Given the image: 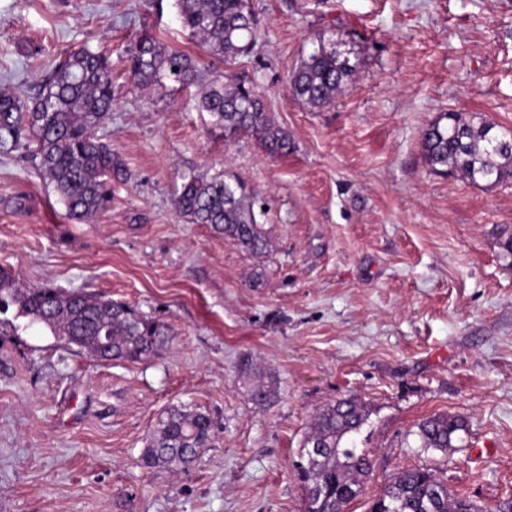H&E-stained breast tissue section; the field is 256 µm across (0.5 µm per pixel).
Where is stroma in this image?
Masks as SVG:
<instances>
[{
	"label": "stroma",
	"instance_id": "35a3bbf8",
	"mask_svg": "<svg viewBox=\"0 0 512 512\" xmlns=\"http://www.w3.org/2000/svg\"><path fill=\"white\" fill-rule=\"evenodd\" d=\"M250 3L256 46L228 64L180 26L175 0H0V89L34 96L67 50L109 56L98 135L127 169L82 224L30 156L0 154V268L167 326L159 356L128 363L0 324V512H303L291 463L316 412L349 396L371 409L357 445L373 472L347 512L421 465L486 512L512 496V178L435 173L421 146L441 112L512 130V0ZM144 36L194 57L200 82L247 77L288 154L225 140L196 87L135 85L128 57ZM321 45L356 71L312 109L287 77ZM219 170L265 199V256L176 214L181 174ZM253 380L275 381L277 399L255 404ZM176 405L209 413L208 447L185 470L143 466ZM435 413L469 419L445 453L412 434Z\"/></svg>",
	"mask_w": 512,
	"mask_h": 512
}]
</instances>
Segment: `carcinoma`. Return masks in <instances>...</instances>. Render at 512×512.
I'll list each match as a JSON object with an SVG mask.
<instances>
[{"label":"carcinoma","mask_w":512,"mask_h":512,"mask_svg":"<svg viewBox=\"0 0 512 512\" xmlns=\"http://www.w3.org/2000/svg\"><path fill=\"white\" fill-rule=\"evenodd\" d=\"M181 26L199 38L209 52L233 62L252 53L257 20L249 0H176ZM350 58L334 48L318 46L289 77L293 96L312 108L333 101L355 72ZM130 73L144 87L169 82L196 86L194 60L185 52L154 38L137 41L130 56ZM200 86V85H198ZM199 111L224 137L257 138L265 152L288 154L292 140L269 112L264 99L243 77L218 74L200 86ZM112 112V65L108 57L88 48L70 52L42 79L34 97L0 91V153L33 149L39 170L53 186L69 217L92 220L112 201V179L125 172L109 145L95 131ZM425 159L433 171L458 173L472 183L495 185L512 176V132L496 125L465 120L443 112L422 138ZM174 206L191 224H206L255 256L270 248L262 198L226 171L189 172L180 176ZM15 308L14 331L43 326L67 343L101 360L130 363L153 357L165 345V325L126 302L48 284L20 288L0 270V315ZM251 399L266 405L277 398L275 383L256 384ZM370 409L349 397L326 404L292 462L299 479L316 486L315 499L305 500V512H346L362 494L372 472V459L356 447L354 436L367 423ZM465 418L447 413L422 419L411 435L418 447L446 452L467 432ZM208 414L174 408L160 418L142 452L147 467L188 466L211 438ZM369 512H482L474 500L450 493L429 467L395 473L373 500Z\"/></svg>","instance_id":"1"}]
</instances>
